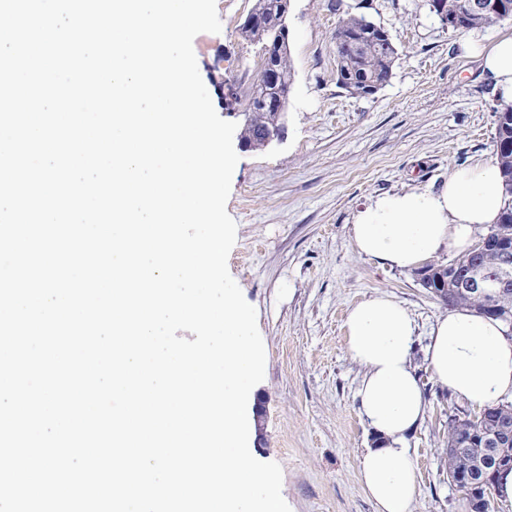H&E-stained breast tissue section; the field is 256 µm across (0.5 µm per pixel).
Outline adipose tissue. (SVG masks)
<instances>
[{
	"label": "adipose tissue",
	"instance_id": "obj_1",
	"mask_svg": "<svg viewBox=\"0 0 512 512\" xmlns=\"http://www.w3.org/2000/svg\"><path fill=\"white\" fill-rule=\"evenodd\" d=\"M503 102L512 103V34L477 47ZM505 199L496 161L455 168L443 187L372 197L349 226L354 250L381 268L413 270L446 248L468 250L497 223ZM351 358L363 370L357 399L365 422L379 435L358 463L360 483L377 512H412L417 477L408 434L426 414L412 366L417 326L392 296L374 294L351 306L344 322ZM427 359L436 381L458 399L487 407L512 400V330L467 309L437 319Z\"/></svg>",
	"mask_w": 512,
	"mask_h": 512
}]
</instances>
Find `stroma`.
<instances>
[{"instance_id": "obj_1", "label": "stroma", "mask_w": 512, "mask_h": 512, "mask_svg": "<svg viewBox=\"0 0 512 512\" xmlns=\"http://www.w3.org/2000/svg\"><path fill=\"white\" fill-rule=\"evenodd\" d=\"M255 0H217L220 33L195 37L201 78L217 114L241 122L261 67L258 45L239 26ZM364 14L398 50L389 82L357 97L336 80L333 34L339 12ZM293 82L285 126L260 151L237 148L226 210L237 225L228 269L257 313L266 366L254 388L263 413L253 455L282 468L291 512H376L358 478V459L376 436L356 397L362 375L343 322L377 293L400 302L417 324L413 365L427 402L407 445L417 467L414 512H464L448 481V419L475 415L432 376L426 345L448 308L415 272L381 269L353 249L354 212L379 194L437 189L453 168L496 157L501 102L470 42L512 32L508 18L456 32L427 0H291Z\"/></svg>"}]
</instances>
